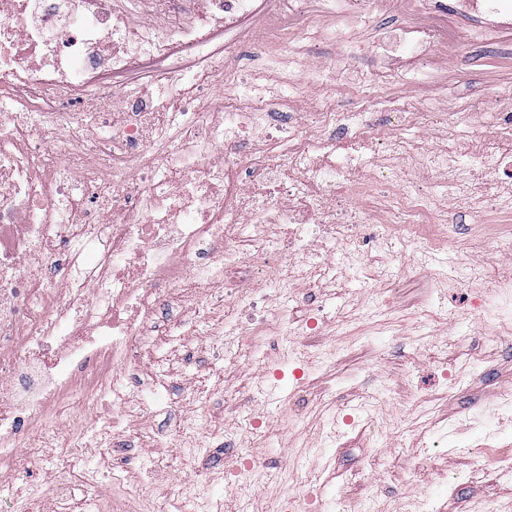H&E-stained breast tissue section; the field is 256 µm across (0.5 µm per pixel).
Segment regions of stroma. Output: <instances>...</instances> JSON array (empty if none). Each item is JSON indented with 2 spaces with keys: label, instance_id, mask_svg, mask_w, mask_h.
Wrapping results in <instances>:
<instances>
[{
  "label": "stroma",
  "instance_id": "stroma-1",
  "mask_svg": "<svg viewBox=\"0 0 512 512\" xmlns=\"http://www.w3.org/2000/svg\"><path fill=\"white\" fill-rule=\"evenodd\" d=\"M424 2L400 0L394 15L376 18L374 29H355L351 68L366 74L386 67L393 86L418 112H491L497 102L512 103V56L479 48L472 27L459 26L456 43L436 51L430 78L412 76L404 49L385 58L376 54L375 30L397 28L411 4ZM364 294L362 285L347 279L320 289L322 329L290 344L267 336L256 347L244 348L234 364L210 351L213 339L224 335L223 307H215L207 322L163 337L154 379L175 403L178 419L164 442L147 438L138 445L142 456L164 459L151 484L141 489L154 512H183L184 501L167 499L166 492L190 484L195 467H203L215 491L223 489V449H197L186 443V425L220 435L257 411L269 413L271 423L268 435L257 437L251 452L277 480L256 489L250 512H276L287 498L304 497L319 478L329 481L330 512H341L352 502L368 512L375 500L393 508L414 493L427 497L434 512H484L491 503L512 500V470L491 466L495 449L468 448L463 430H442L425 437L423 444L393 448L380 438L365 443L358 427L342 421L335 444L325 443L323 423L353 414L356 399L382 385L384 414L414 401L421 392L431 398L427 412L433 422H463L479 410L492 428L503 429L506 445L512 448V412L495 409L499 397L512 392V335H480L476 311L465 306L467 293L434 287L427 270L406 268L386 292L393 319L389 330L365 320ZM430 304L443 311V318L423 317ZM433 340L447 341L450 356L473 361L456 371L460 386L454 392H447L442 369L421 361V348ZM187 349L198 353L199 366L184 365L181 355ZM325 350L332 351V360H320ZM300 381L306 387V408L297 418L288 406V394ZM228 389L238 390V399L225 401ZM49 433L51 439L41 444L31 470L0 479V512H20L33 499L42 501V512H55L46 490L56 478L63 443L82 454L93 471L91 494H111V462L101 455L112 443L110 397L100 398L91 409L68 406Z\"/></svg>",
  "mask_w": 512,
  "mask_h": 512
}]
</instances>
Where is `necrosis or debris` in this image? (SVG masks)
I'll list each match as a JSON object with an SVG mask.
<instances>
[{
  "label": "necrosis or debris",
  "mask_w": 512,
  "mask_h": 512,
  "mask_svg": "<svg viewBox=\"0 0 512 512\" xmlns=\"http://www.w3.org/2000/svg\"><path fill=\"white\" fill-rule=\"evenodd\" d=\"M445 0L401 25L422 72L451 41ZM392 0H340L346 21L325 36L342 45L352 24L372 27ZM325 0H0V468L26 471L21 445L45 431L73 399L112 397L111 503L76 499L86 465L63 452L49 493L60 512H140L129 479L147 484L156 459L133 454L123 427L130 395H163L142 375L168 327L201 317L215 302L241 330L265 332L281 318L283 278L317 284L331 275L392 281L388 258L360 242L429 223L423 189L405 172L444 174L452 207L479 224H507L495 189L512 185V113L492 115L481 144L417 150L383 142L386 127L436 129L468 123L400 107L385 71L345 80L353 111L291 112L292 73L309 70L300 34ZM288 31L256 40L249 24L269 12ZM250 50L240 80L237 60ZM224 80L217 112L200 108L209 76ZM132 82L118 94L117 81ZM334 239L355 259L308 262ZM273 269L266 288L247 292L241 275ZM439 284L484 285V331L512 329V290L483 267L440 269ZM265 413L225 438L224 498L241 503L267 478L245 444L264 433Z\"/></svg>",
  "instance_id": "1"
}]
</instances>
